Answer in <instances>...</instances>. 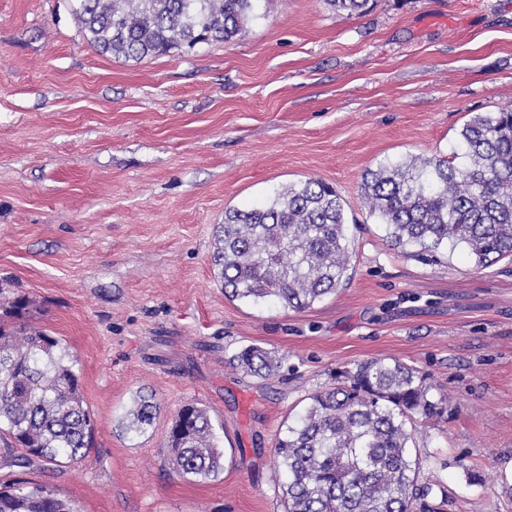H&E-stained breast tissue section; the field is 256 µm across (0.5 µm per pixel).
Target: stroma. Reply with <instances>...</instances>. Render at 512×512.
I'll return each mask as SVG.
<instances>
[{
  "mask_svg": "<svg viewBox=\"0 0 512 512\" xmlns=\"http://www.w3.org/2000/svg\"><path fill=\"white\" fill-rule=\"evenodd\" d=\"M231 42L138 62L96 52L72 0H0V286L80 359L94 445L15 470L79 512H283L275 443L311 393L372 358L450 401L413 424L419 481L449 512H512V260L391 245L366 170L448 158L480 112L512 108V0H262ZM345 202L352 275L301 312L226 298L211 263L230 207L307 178ZM256 344L276 377L244 375ZM161 410L119 426L137 391ZM205 408L224 472H173L168 432ZM231 360L244 373L264 379L275 375L279 367V358L257 345L240 350L231 357Z\"/></svg>",
  "mask_w": 512,
  "mask_h": 512,
  "instance_id": "1",
  "label": "stroma"
}]
</instances>
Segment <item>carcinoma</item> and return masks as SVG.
<instances>
[{"instance_id": "1", "label": "carcinoma", "mask_w": 512, "mask_h": 512, "mask_svg": "<svg viewBox=\"0 0 512 512\" xmlns=\"http://www.w3.org/2000/svg\"><path fill=\"white\" fill-rule=\"evenodd\" d=\"M74 13L97 52L141 61L200 43L230 42L258 17L260 0H74ZM361 15L370 0H329ZM459 141L466 163L413 157L368 172L363 203L399 246L467 249L480 266L512 257V108L478 113ZM345 207L336 189L307 179L277 190L260 208L224 211L213 264L224 296L253 303L273 297L294 311L309 308L350 280ZM29 300L0 289V435L23 453L7 464L77 463L91 450L94 421L80 382L78 357L62 339L23 322ZM246 374L270 378L279 358L257 346L231 357ZM444 397L398 361H364L336 374V386L309 395L275 448L284 469L285 512H445L448 499L418 486L408 425L441 413ZM159 410L138 396L120 421L141 434ZM174 472L216 479L224 448L208 412L183 406L170 429ZM0 512H76L44 486L0 483Z\"/></svg>"}]
</instances>
